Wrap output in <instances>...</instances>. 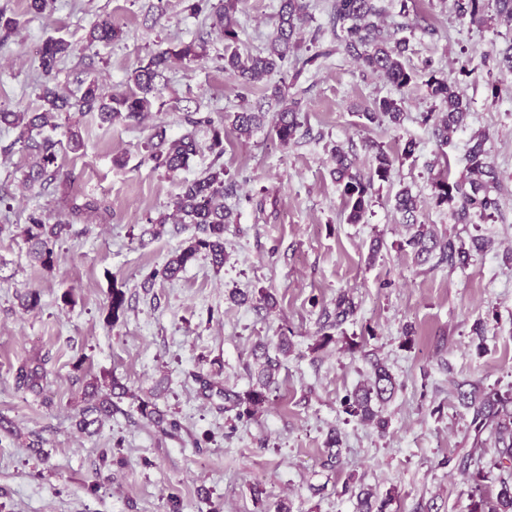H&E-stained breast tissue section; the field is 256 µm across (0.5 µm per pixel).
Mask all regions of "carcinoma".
<instances>
[{
  "label": "carcinoma",
  "mask_w": 512,
  "mask_h": 512,
  "mask_svg": "<svg viewBox=\"0 0 512 512\" xmlns=\"http://www.w3.org/2000/svg\"><path fill=\"white\" fill-rule=\"evenodd\" d=\"M241 0H195L189 5L192 13L198 14L209 9L208 17L212 27L224 36V73L245 87L261 85V99L253 108H243L233 113L231 125L241 136L251 135L259 128L266 111L264 106L272 103L279 106L273 113V129L283 144H288L301 127L302 111L300 102L288 99V86L283 80L275 79L292 57L299 58L302 50L310 51L304 45L305 26L312 19L310 0H280L272 23V33L265 48L256 54H243L236 46L238 5ZM380 0H332L330 24L338 30L347 54L364 67L382 74L388 83L399 93L414 81L415 74L407 69L404 58L409 50L405 38H394L380 23L383 13ZM454 9L459 19L477 28L487 26L496 18L512 20V0H454ZM124 31L104 19L94 25L88 34L91 44H110L121 40ZM199 45L194 42L181 43L173 48L152 52L140 60L131 71L128 82L133 88L128 91L103 92L94 79L79 82L80 96L73 98L63 95L53 87L43 88L40 112H14L0 108V126L18 130L14 143L20 146L31 159L24 185L33 187L58 179L55 164L62 141L43 135L46 128L56 130L62 116L73 108L81 113L98 112L104 122L114 124L127 120H137L151 112L154 100L158 97V80L163 77L172 60L193 61L200 57ZM71 52V44L62 38L50 37L42 44L38 60L40 67L50 72L63 57ZM426 85L430 95L439 100L443 109L428 112L424 121L433 122L434 135L442 146L448 145L450 134L466 124L470 103L457 83L431 72ZM370 123L386 122L398 126L404 119L403 98L382 97L373 103L371 109L363 113ZM487 138L477 135L470 141L465 154L466 174L458 178L445 176L431 183V199L437 207L452 209V216L458 224H482L495 217L500 207V178L489 160L485 149ZM148 158L154 167L175 172L187 165L196 155L200 143L192 132L175 140L166 138V130L158 127L147 142ZM375 166L368 177H363L354 168L349 153L341 147L332 150L335 168L333 175L341 190L346 208L347 221L358 224L368 210L374 182H388L392 178L395 158L380 145L372 144ZM208 150L215 159L224 156V127H215ZM394 207L401 216V223L408 230V237L399 243L400 249L410 248L413 259L418 264L429 262L434 257L450 266H464L470 258L465 243L451 235H440L431 226L420 221V204L417 196L408 187L400 189L394 198ZM181 214V222L194 224L204 236L193 237L188 244L174 253L162 270L153 272L150 278L162 276L174 280L185 266L199 255L210 259V263L224 266V225L231 223V212L224 206V165L212 164L200 177L184 184L182 193L173 204ZM68 221L58 219L53 224L46 223L41 215L33 214L24 229L27 243L40 263L49 267L54 261L53 246L67 234ZM356 306L352 299L343 294L336 299V322H342L354 315ZM125 313L124 292L112 289L108 315L112 321L119 320ZM264 363L259 374V387L244 395L224 391V401L229 409L245 407L238 416L255 414L266 402L265 389L273 382L275 373L281 366L277 359L262 353ZM19 385L28 391L41 395L45 391L47 375L40 365L23 363L17 369ZM90 396L94 403L89 411L100 417L112 415V398H122L129 389L117 379L102 386L98 381L90 383ZM397 389V382L388 367L378 361L373 364V373L367 383L356 388L344 398L346 414L361 421H373L383 427L385 422L374 409L377 404L389 401ZM458 403L471 414L470 429L474 433L473 445L494 448L493 453H480L475 456L464 454L458 460V469L466 486L467 512H512V481L499 480V490L490 496L486 481L496 471L512 472V391L502 392L481 383H461L455 386ZM137 411L141 418L163 432H176L180 425L177 420L161 411L155 403L135 397ZM341 437L336 430L327 436L325 447L327 456L323 466L334 469L341 463ZM356 496L357 512H387L392 495L378 498L369 490L361 489Z\"/></svg>",
  "instance_id": "1"
}]
</instances>
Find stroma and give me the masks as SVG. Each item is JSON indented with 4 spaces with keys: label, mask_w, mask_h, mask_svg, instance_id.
Wrapping results in <instances>:
<instances>
[{
    "label": "stroma",
    "mask_w": 512,
    "mask_h": 512,
    "mask_svg": "<svg viewBox=\"0 0 512 512\" xmlns=\"http://www.w3.org/2000/svg\"><path fill=\"white\" fill-rule=\"evenodd\" d=\"M192 0H54L40 16L23 0H0L17 18V33L0 31V108L37 110L42 85L67 93L94 78L105 93L128 89V76L147 53L182 42L205 48L196 61L172 62L151 113L131 124L100 123L72 113L84 147L62 150L57 163L71 194L109 205V218L84 214L58 241L53 267L41 266L23 230L31 214L56 219L54 187L25 189L27 156L11 149L14 130L0 129V512H354L346 486L377 496L394 492L389 512H466L456 464L470 452V414L453 395L456 384L478 381L512 387V74L498 62L512 45V23L477 30L457 19L453 0H383L382 21L407 38L406 65L415 80L405 90L401 126L372 124L364 113L392 95L379 74L351 58L332 33L331 0H310L306 33H319L315 65L289 62L283 77L300 99L305 125L288 145L270 126L238 138L232 115L255 102L259 89L238 87L222 70L224 39ZM419 17L405 25L401 7ZM278 0H244L238 46L262 51ZM108 18L124 40L88 46L93 24ZM74 51L52 74L35 55L46 38ZM475 71L461 74V50ZM455 79L471 110L463 128L439 150L424 112L441 105L426 86L430 72ZM498 79L491 92L490 79ZM224 128L225 261L206 257L174 280L157 277L189 238L193 224L159 223L173 211L185 182L213 162L211 126ZM168 138L194 132L202 146L177 172L155 168L146 143L155 127ZM488 137L501 178V215L482 225L491 248L472 252L468 265L430 260L419 265L399 249L406 236L393 208L410 187L421 219L439 232L469 240L472 226L455 223L448 208L431 204V180L465 171L475 133ZM416 151L404 157L406 141ZM395 157L390 181L375 182L361 224L347 221L341 191L330 174L331 150L354 155L361 174L373 159L366 143ZM126 294V313L106 321L113 288ZM37 291L38 307L20 297ZM348 294L352 317L337 323L336 300ZM245 303H235V296ZM486 321L484 336L473 325ZM333 340L318 342L324 331ZM291 348L281 355V338ZM265 344L281 368L268 400L253 416L225 410L223 389L243 394L257 384ZM382 359L399 388L379 412L386 429L345 414L344 396L367 382ZM48 372L46 407L19 389L23 361ZM115 376L141 398L156 402L181 428L166 435L143 420L131 399L110 417L79 429L84 390L93 378ZM341 434L339 469L323 467L329 431ZM261 497H254V488Z\"/></svg>",
    "instance_id": "obj_1"
}]
</instances>
